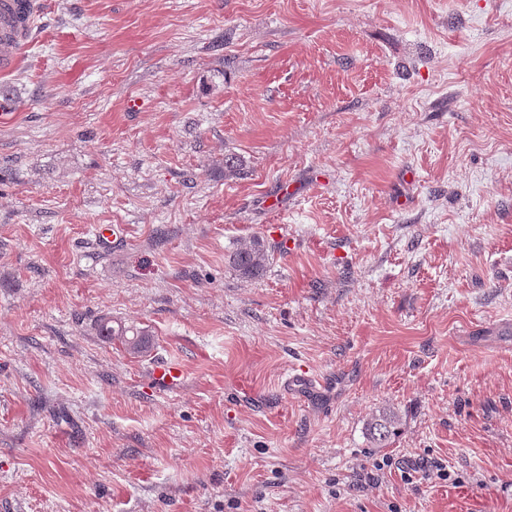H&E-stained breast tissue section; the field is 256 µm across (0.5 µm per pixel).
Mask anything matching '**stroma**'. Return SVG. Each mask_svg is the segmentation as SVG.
<instances>
[{"label":"stroma","instance_id":"35a3bbf8","mask_svg":"<svg viewBox=\"0 0 512 512\" xmlns=\"http://www.w3.org/2000/svg\"><path fill=\"white\" fill-rule=\"evenodd\" d=\"M510 472L512 0H41L0 72V512H512ZM273 253L259 237L241 242L226 257L228 266L244 280L260 277L273 262ZM100 336H104L110 342H117L127 352L138 355L146 348L147 340L145 331L136 328L117 325L112 326V320L104 321L100 326ZM183 372L173 361L159 362L153 369L152 377L159 386H171L181 380ZM402 425V416L391 405L379 407L365 422L366 435L371 448H387Z\"/></svg>","mask_w":512,"mask_h":512}]
</instances>
